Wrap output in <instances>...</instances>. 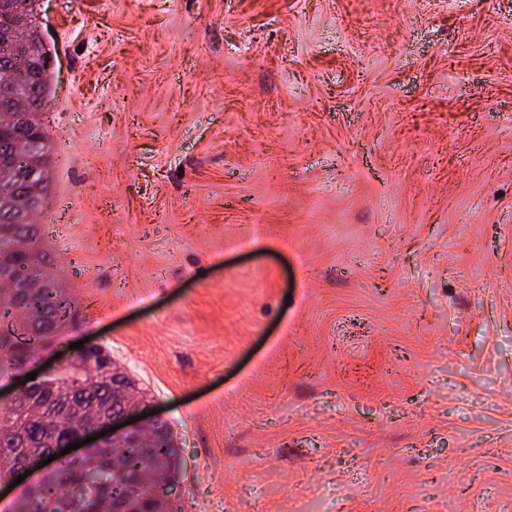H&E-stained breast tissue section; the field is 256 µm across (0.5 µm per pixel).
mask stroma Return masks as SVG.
I'll return each mask as SVG.
<instances>
[{
    "label": "stroma",
    "instance_id": "stroma-1",
    "mask_svg": "<svg viewBox=\"0 0 512 512\" xmlns=\"http://www.w3.org/2000/svg\"><path fill=\"white\" fill-rule=\"evenodd\" d=\"M40 217L181 512H512V0H39Z\"/></svg>",
    "mask_w": 512,
    "mask_h": 512
}]
</instances>
